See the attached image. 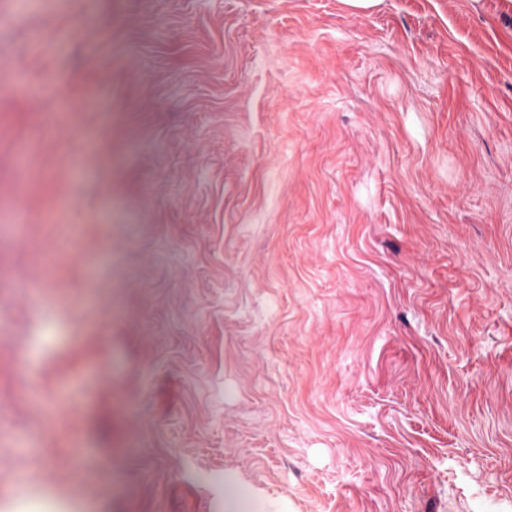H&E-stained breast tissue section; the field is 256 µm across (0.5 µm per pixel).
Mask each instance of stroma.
<instances>
[{
    "label": "stroma",
    "instance_id": "35a3bbf8",
    "mask_svg": "<svg viewBox=\"0 0 512 512\" xmlns=\"http://www.w3.org/2000/svg\"><path fill=\"white\" fill-rule=\"evenodd\" d=\"M0 512H512V0H0Z\"/></svg>",
    "mask_w": 512,
    "mask_h": 512
}]
</instances>
